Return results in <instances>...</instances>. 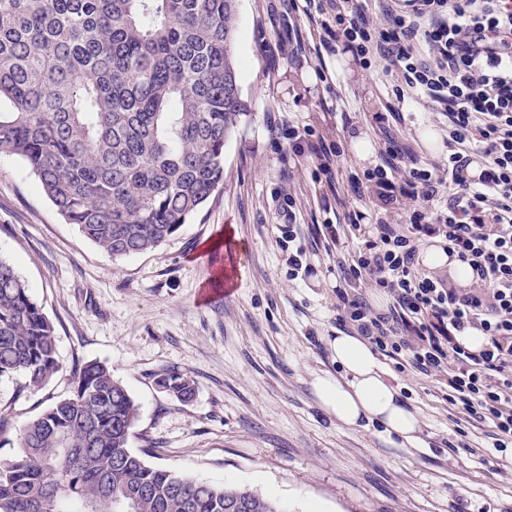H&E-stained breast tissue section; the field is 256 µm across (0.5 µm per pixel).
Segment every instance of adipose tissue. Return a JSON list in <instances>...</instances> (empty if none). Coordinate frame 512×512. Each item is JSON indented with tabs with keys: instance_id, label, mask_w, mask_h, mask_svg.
<instances>
[{
	"instance_id": "adipose-tissue-1",
	"label": "adipose tissue",
	"mask_w": 512,
	"mask_h": 512,
	"mask_svg": "<svg viewBox=\"0 0 512 512\" xmlns=\"http://www.w3.org/2000/svg\"><path fill=\"white\" fill-rule=\"evenodd\" d=\"M330 351L345 375L340 379L327 374L315 377L314 393L321 405L343 425L375 422L388 435L414 442L420 430L419 415L400 398L370 345L340 332L332 339Z\"/></svg>"
}]
</instances>
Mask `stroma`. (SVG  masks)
Returning a JSON list of instances; mask_svg holds the SVG:
<instances>
[{"label":"stroma","instance_id":"obj_1","mask_svg":"<svg viewBox=\"0 0 512 512\" xmlns=\"http://www.w3.org/2000/svg\"><path fill=\"white\" fill-rule=\"evenodd\" d=\"M283 0H239L235 58L244 114L224 149V184L188 224L154 250L113 258L65 223L38 178L0 156V258L10 262L55 329L60 368L40 391L0 379V458L20 454L18 430L67 396L75 365L106 364L140 406L130 446L148 463L211 483L245 486L286 512H512V466L503 467L487 427L455 422L438 377L381 363L415 409V451L382 426L347 427L316 398L315 376H342L329 342L341 330L336 263L351 260L365 232L330 246L314 225L372 214L351 180L380 161L384 137L372 115L388 111L399 74L361 69L343 51L319 52L314 18L287 31ZM328 70L327 81L315 75ZM340 139L333 182L275 139L277 126ZM355 127L348 135L347 127ZM399 145L445 176L448 119L406 99L390 123ZM296 201L287 233L278 213ZM304 249L312 276L293 277ZM179 371L196 383L180 402L156 384Z\"/></svg>","mask_w":512,"mask_h":512}]
</instances>
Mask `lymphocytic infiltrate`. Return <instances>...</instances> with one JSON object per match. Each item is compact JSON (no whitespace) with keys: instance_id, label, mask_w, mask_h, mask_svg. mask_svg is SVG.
<instances>
[{"instance_id":"f902f5d3","label":"lymphocytic infiltrate","mask_w":512,"mask_h":512,"mask_svg":"<svg viewBox=\"0 0 512 512\" xmlns=\"http://www.w3.org/2000/svg\"><path fill=\"white\" fill-rule=\"evenodd\" d=\"M365 0H288L289 12H317L322 45L342 49L365 70L399 71L398 104L424 95L448 119V203H433L434 171L409 163V152L386 137L382 161L363 173L378 218L351 263H338L342 322L398 367L444 378L452 411L483 423L494 445L512 444V0H388L378 23ZM396 108L377 112L385 126ZM288 143L308 151L333 179L338 143L292 126ZM418 201L408 223L386 213ZM439 238L468 266L471 284L416 271L419 244ZM368 279L388 298L376 309L355 283ZM482 331L481 350L460 338Z\"/></svg>"}]
</instances>
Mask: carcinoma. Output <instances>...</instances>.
<instances>
[{"instance_id":"obj_1","label":"carcinoma","mask_w":512,"mask_h":512,"mask_svg":"<svg viewBox=\"0 0 512 512\" xmlns=\"http://www.w3.org/2000/svg\"><path fill=\"white\" fill-rule=\"evenodd\" d=\"M239 0H0V156L21 158L68 224L114 257L176 234L224 182L245 111ZM55 330L0 259V378L43 389ZM158 385L187 402L193 379ZM139 406L101 362L19 430L0 512H283L252 490L155 467L130 448Z\"/></svg>"}]
</instances>
